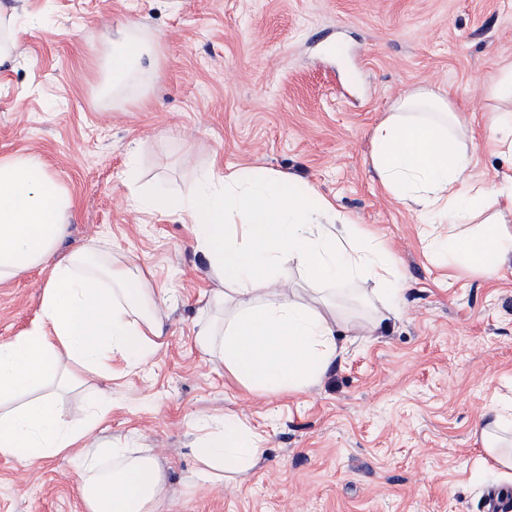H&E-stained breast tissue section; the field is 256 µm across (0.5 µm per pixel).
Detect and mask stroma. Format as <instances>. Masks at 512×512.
<instances>
[{"mask_svg": "<svg viewBox=\"0 0 512 512\" xmlns=\"http://www.w3.org/2000/svg\"><path fill=\"white\" fill-rule=\"evenodd\" d=\"M15 42L0 60V160L41 159L75 201L56 258L103 237L168 294L153 365L63 395L78 423L91 393L112 410L101 440L156 456L168 512H484L512 495L484 452L483 416L512 403V263L495 277L439 264L417 212L372 168L375 126L427 89L465 112L475 183L512 174L488 140L512 110L488 89L512 65V0H0ZM154 40L140 81L101 86L119 24ZM289 173L390 247L405 291L372 336L348 342L301 394L261 393L210 360L195 334L212 282L185 219L138 212V186L190 194L212 160ZM49 266L0 284V341L38 316ZM265 436L242 481L194 479L193 449L225 415ZM79 461L0 457V512H85Z\"/></svg>", "mask_w": 512, "mask_h": 512, "instance_id": "1", "label": "stroma"}]
</instances>
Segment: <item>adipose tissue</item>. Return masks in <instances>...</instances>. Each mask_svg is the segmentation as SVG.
<instances>
[{
    "label": "adipose tissue",
    "mask_w": 512,
    "mask_h": 512,
    "mask_svg": "<svg viewBox=\"0 0 512 512\" xmlns=\"http://www.w3.org/2000/svg\"><path fill=\"white\" fill-rule=\"evenodd\" d=\"M153 48L126 23L112 40L109 85L120 92L143 69ZM473 135L463 113L427 90L404 96L374 129L372 164L383 189L404 206L452 224L481 220L479 230L434 238L440 259L483 276L512 258V175L475 186ZM135 208L179 215L191 226L214 283L208 321L196 343L256 391L301 393L340 353L336 302L299 294L291 269L313 284L370 280L384 302L404 281L384 244L301 179L212 161L195 192L180 197L136 192ZM75 203L30 155L0 161V283L53 261ZM98 240L53 261L32 327L0 342V455L30 465L79 451L76 485L86 512H164V470L156 457L88 441L112 406L105 395L81 423L61 413L62 392L83 375L112 377L114 365L140 370L152 363L165 319L158 289L130 261H112ZM29 401H22V394ZM264 454L262 437L238 416L201 439L198 478L246 477Z\"/></svg>",
    "instance_id": "adipose-tissue-1"
}]
</instances>
